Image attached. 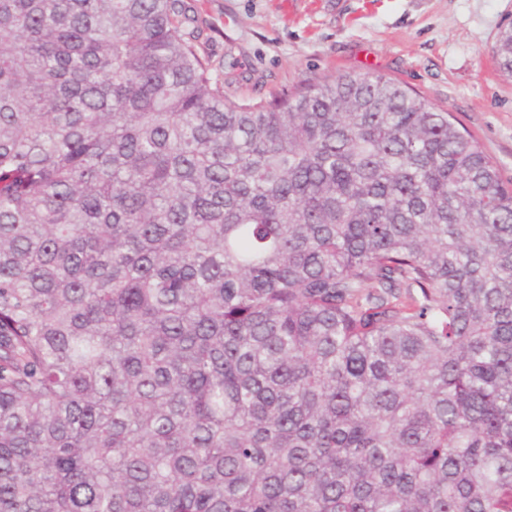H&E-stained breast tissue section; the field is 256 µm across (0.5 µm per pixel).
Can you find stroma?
Instances as JSON below:
<instances>
[{
	"label": "stroma",
	"mask_w": 512,
	"mask_h": 512,
	"mask_svg": "<svg viewBox=\"0 0 512 512\" xmlns=\"http://www.w3.org/2000/svg\"><path fill=\"white\" fill-rule=\"evenodd\" d=\"M227 96L384 75L451 112L512 182V78L492 52L512 0H186Z\"/></svg>",
	"instance_id": "35a3bbf8"
}]
</instances>
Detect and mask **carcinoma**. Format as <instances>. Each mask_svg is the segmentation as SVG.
Returning <instances> with one entry per match:
<instances>
[{"instance_id": "1", "label": "carcinoma", "mask_w": 512, "mask_h": 512, "mask_svg": "<svg viewBox=\"0 0 512 512\" xmlns=\"http://www.w3.org/2000/svg\"><path fill=\"white\" fill-rule=\"evenodd\" d=\"M196 23L0 0V512H512V185L381 74L227 98Z\"/></svg>"}]
</instances>
